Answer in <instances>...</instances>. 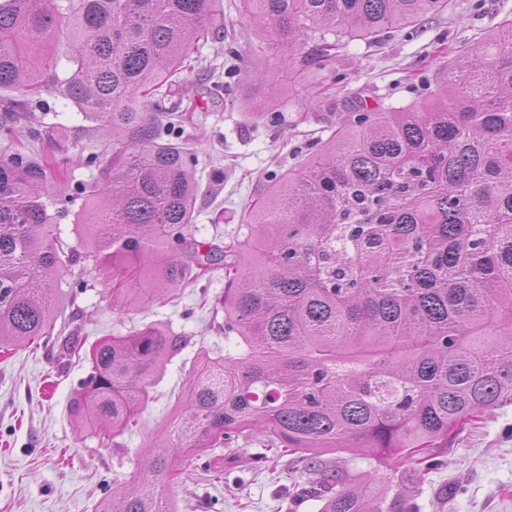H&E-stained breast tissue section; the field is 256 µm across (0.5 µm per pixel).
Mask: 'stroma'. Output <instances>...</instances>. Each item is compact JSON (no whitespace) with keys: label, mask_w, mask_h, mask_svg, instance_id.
<instances>
[{"label":"stroma","mask_w":512,"mask_h":512,"mask_svg":"<svg viewBox=\"0 0 512 512\" xmlns=\"http://www.w3.org/2000/svg\"><path fill=\"white\" fill-rule=\"evenodd\" d=\"M236 0H224V41L203 46V58L234 52L237 72L225 89L207 70L187 74L178 97L190 105L178 135L196 153L199 193L195 237L202 242L243 237L245 215L271 173L293 168L317 151V142L362 109L401 107L429 96L461 49L512 19V0H451L447 12L413 30L394 31L375 45L354 40L321 70H290L287 57L302 60L311 44L271 49L268 35L243 17ZM324 82L309 98L303 86ZM19 147L34 159L64 150L73 158L69 188L94 185L97 170L78 157L99 153L109 142L70 101L49 96L12 116ZM87 280L88 288L77 285ZM224 289V273L176 291L173 298L129 309L114 306L110 289L89 265L65 269L52 297L55 331L89 340L133 327L165 322L189 336L182 353L148 386L136 428L101 444L74 425L70 400L88 365L58 346L37 344L0 356V512H94L113 488L136 481L156 443L181 411L180 394L204 353L222 352L224 333L204 300ZM259 438L241 441L223 465L224 483L196 471L168 492L175 512H318L313 500L288 495L302 482L301 455L266 460ZM419 512H512V404L497 409L477 428L458 435L444 464L414 493Z\"/></svg>","instance_id":"1"}]
</instances>
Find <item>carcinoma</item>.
Segmentation results:
<instances>
[{"label": "carcinoma", "mask_w": 512, "mask_h": 512, "mask_svg": "<svg viewBox=\"0 0 512 512\" xmlns=\"http://www.w3.org/2000/svg\"><path fill=\"white\" fill-rule=\"evenodd\" d=\"M448 0H239L255 27L306 66L348 40L376 43ZM223 0H0V88L15 112L59 94L112 136L85 159L101 170L89 195L84 252L55 233L51 187L67 160L0 158V348L53 335L49 291L65 264L108 270L128 304L160 300L224 266V355H203L182 393L175 453L97 512H171L170 485L209 450L235 456L259 431L266 450L300 453L298 499L320 512H416L422 484L466 426L512 403V20L493 28L419 105L355 112L321 153L273 177L242 240L195 238L198 160L174 140L166 107L199 50L219 34ZM65 39V58L54 47ZM187 337L168 324L69 336L89 372L70 414L100 442L138 424L148 384ZM364 452L410 463L382 482L323 460Z\"/></svg>", "instance_id": "cac0c4a2"}]
</instances>
